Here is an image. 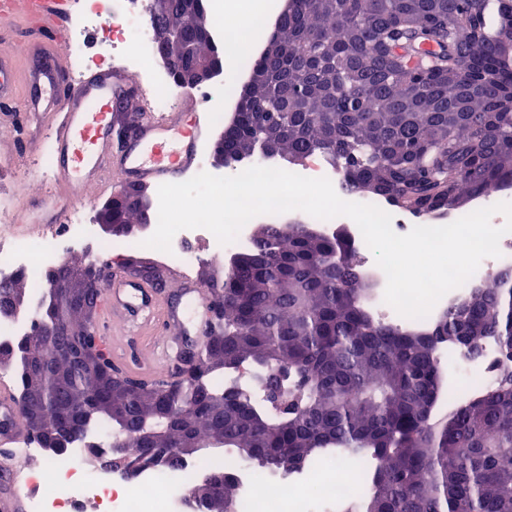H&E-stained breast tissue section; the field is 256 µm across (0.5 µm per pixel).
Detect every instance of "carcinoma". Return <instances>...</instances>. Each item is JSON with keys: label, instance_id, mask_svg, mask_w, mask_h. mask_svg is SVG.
<instances>
[{"label": "carcinoma", "instance_id": "carcinoma-1", "mask_svg": "<svg viewBox=\"0 0 512 512\" xmlns=\"http://www.w3.org/2000/svg\"><path fill=\"white\" fill-rule=\"evenodd\" d=\"M207 24L203 0H171ZM258 76L228 135L230 158L264 153L269 140L296 160L327 156L347 195L384 196L432 214L512 185V0H295L255 59ZM112 218L132 224L121 202ZM349 240L304 224H261L230 272L210 278L219 313L196 366L146 387L119 373L100 347L89 358H42L33 328L0 349L18 360L20 399L37 409L36 437L85 414L137 430L161 463L176 449L236 448L259 471L294 473L332 450L369 457L362 498L346 512H512V267L452 303L426 332L378 321ZM25 292L0 285V311ZM79 342L96 341L67 299L44 303ZM478 357L498 346V384L432 419L446 394L443 339ZM248 364L247 385L216 383ZM191 489L209 512H234L231 471Z\"/></svg>", "mask_w": 512, "mask_h": 512}]
</instances>
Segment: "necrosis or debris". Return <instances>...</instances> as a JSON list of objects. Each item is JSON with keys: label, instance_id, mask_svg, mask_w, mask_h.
I'll list each match as a JSON object with an SVG mask.
<instances>
[{"label": "necrosis or debris", "instance_id": "4bbe7bcc", "mask_svg": "<svg viewBox=\"0 0 512 512\" xmlns=\"http://www.w3.org/2000/svg\"><path fill=\"white\" fill-rule=\"evenodd\" d=\"M149 4L150 0H74L67 50L82 66L97 64L116 53L124 54L130 66H149V77L160 88L155 105L165 109L172 104L175 92L167 70L155 64L157 47L148 22ZM349 237L360 259V271L371 287L370 302L378 319L404 327L429 326V319L402 317L385 303L386 276L357 225H350ZM96 240V226L84 206L72 211L67 224L39 239L1 235L0 282L22 275L40 283L63 257L89 249ZM251 242L244 229L235 242L220 250L208 230H182L174 236L171 252L162 253L159 264L188 279L200 261L220 251L234 254ZM499 249V256L485 258L463 286L445 294L434 306V313H441L467 291L484 286L489 270L512 266V232L501 237ZM438 357L457 370L459 383L449 389L450 403H459L497 382L499 354L494 344H486L482 358L475 361L457 347L439 351ZM108 438V431L100 428L94 436L83 438L78 447L53 456L47 455L38 440L25 441L17 454L29 470L28 512H83L87 506L93 512H180L184 481L203 476L212 468L210 460H189L173 468L143 471L132 481L101 468L87 469L84 460L89 449L105 447ZM236 473L240 481L238 512H341L364 492V484L354 471L341 476L321 462L285 477L243 467Z\"/></svg>", "mask_w": 512, "mask_h": 512}]
</instances>
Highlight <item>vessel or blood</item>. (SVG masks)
Here are the masks:
<instances>
[{
	"instance_id": "b4317fda",
	"label": "vessel or blood",
	"mask_w": 512,
	"mask_h": 512,
	"mask_svg": "<svg viewBox=\"0 0 512 512\" xmlns=\"http://www.w3.org/2000/svg\"><path fill=\"white\" fill-rule=\"evenodd\" d=\"M71 0H0V26L40 17L59 27L70 14ZM35 96L16 100L15 73L10 57L0 55V122L22 131L25 149L38 152L49 145L61 172L60 187L47 188L21 208L18 227L44 230L67 220L75 199L85 191L106 192L112 179L123 185L157 187L178 183L190 173L198 156L204 130L199 121L188 120L187 102L179 100L167 112H152L151 102L136 93L134 130L120 145H113L112 102L131 86L122 67L98 70L72 80L66 60L54 54L29 74ZM183 302L167 307L159 300V288L135 274L113 273L103 285L100 300L99 341L114 368L156 380L168 375L172 357L184 340H202L211 320L207 289L196 281L180 284ZM121 316L130 332L157 331L152 364L136 371L112 338V319ZM18 400L7 382H0V445L14 446L25 440L27 427L19 418ZM24 494L18 475L9 464L0 465V512H20Z\"/></svg>"
}]
</instances>
